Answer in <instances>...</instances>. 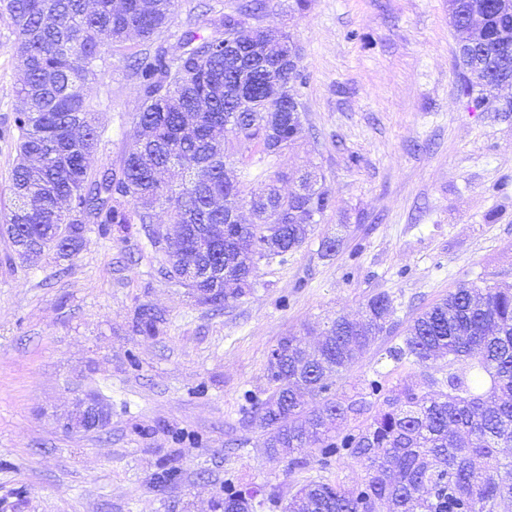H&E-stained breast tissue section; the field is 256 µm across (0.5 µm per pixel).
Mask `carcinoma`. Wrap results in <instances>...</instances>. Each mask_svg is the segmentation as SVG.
<instances>
[{"instance_id":"obj_1","label":"carcinoma","mask_w":512,"mask_h":512,"mask_svg":"<svg viewBox=\"0 0 512 512\" xmlns=\"http://www.w3.org/2000/svg\"><path fill=\"white\" fill-rule=\"evenodd\" d=\"M265 7L266 0H239L231 13L210 6L177 25L175 0H0L23 72L11 206L0 215L18 258L71 257L90 224L120 236L138 224L165 256L164 275L214 309L252 289L260 262H288L332 207L322 177L314 170L253 176L249 158L232 178L225 152L230 134L262 163L305 135L291 36L242 24ZM448 15L463 92L512 112V99L500 95L512 85V13L500 0H448ZM473 15L484 18V34L468 26ZM133 33L141 49L125 61L141 99L136 141L118 168L93 170L103 130L89 83L109 71ZM164 33L176 39L175 51ZM261 61L280 68L278 95L269 97L258 77L243 105L238 72ZM252 176L261 180L256 189L247 188ZM283 181L293 189L283 192ZM244 207L250 224L232 220ZM158 208L173 228L164 239L151 230ZM394 315L391 297L377 293L359 318L327 323L317 355L295 334L270 350L269 388L250 411L266 447L276 456L308 444L320 471L343 456L359 468L347 482L307 480L282 512H501L512 504V460L500 455L512 446V289L449 293L414 318L389 352L397 364L445 358L444 376L392 389L374 379L352 396L339 392L357 354L393 329ZM162 321L142 307L133 330L155 336ZM308 397L320 406L308 408ZM343 422L351 427L337 430ZM259 495L229 481L224 512H253L264 504Z\"/></svg>"}]
</instances>
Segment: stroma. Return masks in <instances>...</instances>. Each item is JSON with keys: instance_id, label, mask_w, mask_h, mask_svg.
<instances>
[{"instance_id": "stroma-1", "label": "stroma", "mask_w": 512, "mask_h": 512, "mask_svg": "<svg viewBox=\"0 0 512 512\" xmlns=\"http://www.w3.org/2000/svg\"><path fill=\"white\" fill-rule=\"evenodd\" d=\"M270 0L259 22L290 33L300 55L306 140L275 168H316L334 205L287 263L260 264L252 290L216 311L161 273L144 234L86 232L78 254L16 258L0 236V512H224V482L269 497L316 477L272 456L249 395L267 387L280 338L308 349L324 325L358 318L384 292L397 325L358 355L345 391L438 375L386 350L449 292L512 284V116L476 109L455 74L448 0ZM0 16V210L15 159L6 133L23 79ZM125 60L94 84L105 130L92 167L133 145L140 98ZM341 235L337 252L324 237ZM160 311L136 335L139 307ZM109 411L102 429L59 423L76 395ZM163 321L157 312L145 307L138 308L133 318V330L138 335L156 336L159 333V324Z\"/></svg>"}]
</instances>
